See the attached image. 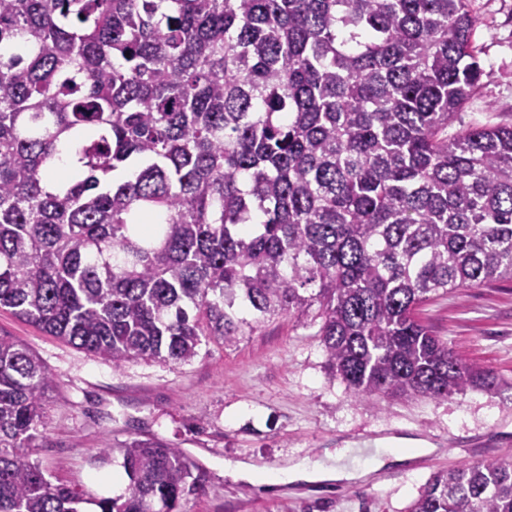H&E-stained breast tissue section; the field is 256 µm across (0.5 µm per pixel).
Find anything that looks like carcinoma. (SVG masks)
<instances>
[{
    "mask_svg": "<svg viewBox=\"0 0 512 512\" xmlns=\"http://www.w3.org/2000/svg\"><path fill=\"white\" fill-rule=\"evenodd\" d=\"M478 25L468 0H0V309L115 369L313 311L361 404L498 390L416 316L512 280V125L448 133ZM55 386L0 335V512L197 489L152 440L120 495L53 483L21 449ZM410 512H512V461L438 472Z\"/></svg>",
    "mask_w": 512,
    "mask_h": 512,
    "instance_id": "obj_1",
    "label": "carcinoma"
}]
</instances>
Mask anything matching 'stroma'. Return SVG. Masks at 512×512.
<instances>
[{
    "mask_svg": "<svg viewBox=\"0 0 512 512\" xmlns=\"http://www.w3.org/2000/svg\"><path fill=\"white\" fill-rule=\"evenodd\" d=\"M469 7L481 20L474 44L483 75L457 122L512 124V0H469ZM418 317L462 359L494 370L502 387L359 404L330 373L308 317H273L231 347L209 341L187 364L120 369L5 309L0 334L25 344L57 379L43 436L29 451L52 482L110 496L111 482L128 478L118 454L93 466L96 449L156 439L180 448L202 476L179 512H408L434 473L480 457L512 460V280L435 296ZM382 448L417 454L374 465ZM302 460L370 473L279 486L224 474L228 462L277 470Z\"/></svg>",
    "mask_w": 512,
    "mask_h": 512,
    "instance_id": "1",
    "label": "stroma"
}]
</instances>
